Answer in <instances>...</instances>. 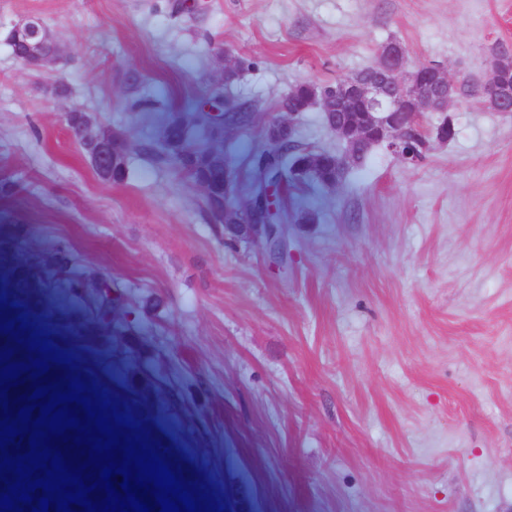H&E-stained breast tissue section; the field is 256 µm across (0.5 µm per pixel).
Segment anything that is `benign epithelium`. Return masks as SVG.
I'll return each instance as SVG.
<instances>
[{
    "label": "benign epithelium",
    "mask_w": 512,
    "mask_h": 512,
    "mask_svg": "<svg viewBox=\"0 0 512 512\" xmlns=\"http://www.w3.org/2000/svg\"><path fill=\"white\" fill-rule=\"evenodd\" d=\"M9 40L14 57L23 65L42 69L60 62V45L43 20L27 15L13 24ZM488 71L481 81H472L470 99L493 112H512V55L495 40L484 47ZM461 79L452 76L439 64L411 65L405 46L396 38L380 47L371 67L337 81L333 96L312 102V107L336 113L330 130L342 145L336 152V170L344 172L370 143H379L404 164L414 166L420 152H428L436 144H446L453 135L448 127L450 106L458 101ZM299 112L286 110L276 115L269 125L283 136L296 131ZM78 135L98 142L90 155L94 169L102 170L112 154L111 135H102L88 116ZM235 198L233 207L224 206V218L240 212L248 215L245 224L249 243L263 246L266 255L278 262L281 249L273 235L269 215L274 207L260 210L237 192L232 169L224 170V200Z\"/></svg>",
    "instance_id": "7a95c632"
}]
</instances>
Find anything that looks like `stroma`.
Wrapping results in <instances>:
<instances>
[{"mask_svg": "<svg viewBox=\"0 0 512 512\" xmlns=\"http://www.w3.org/2000/svg\"><path fill=\"white\" fill-rule=\"evenodd\" d=\"M39 14L57 66L3 35ZM413 64L482 76L512 0H0V295L224 512H512V113L453 105L426 162L383 149L290 226L288 264L225 238L203 194L143 142L158 113L224 99L262 140L289 90L358 72L388 39ZM250 59L231 86L216 49ZM123 131L131 174L101 178L67 110ZM79 258L72 282L50 260ZM124 301L103 320L98 282Z\"/></svg>", "mask_w": 512, "mask_h": 512, "instance_id": "obj_1", "label": "stroma"}]
</instances>
